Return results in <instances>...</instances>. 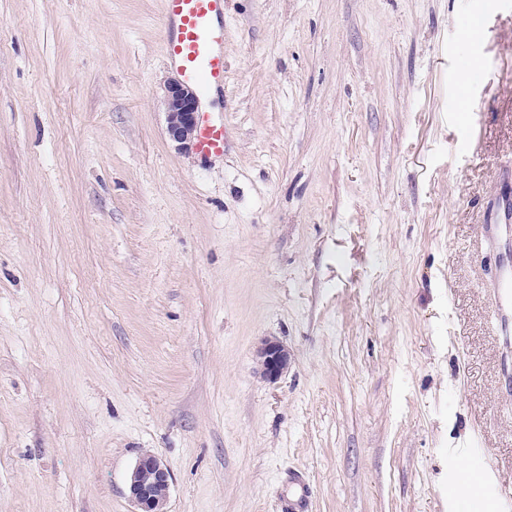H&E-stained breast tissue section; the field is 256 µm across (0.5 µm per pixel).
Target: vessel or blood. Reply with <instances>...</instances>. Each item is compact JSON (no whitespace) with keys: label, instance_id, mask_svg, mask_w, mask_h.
<instances>
[{"label":"vessel or blood","instance_id":"vessel-or-blood-1","mask_svg":"<svg viewBox=\"0 0 512 512\" xmlns=\"http://www.w3.org/2000/svg\"><path fill=\"white\" fill-rule=\"evenodd\" d=\"M166 18L164 54L177 73L194 86L200 96V117L196 152L204 159L224 154L223 123L211 116L212 100L224 90V0H163ZM492 466L456 476L459 496L494 481ZM295 488L292 497L281 504L282 512H309L310 500L305 477L288 475Z\"/></svg>","mask_w":512,"mask_h":512}]
</instances>
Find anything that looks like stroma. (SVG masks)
<instances>
[{
    "label": "stroma",
    "mask_w": 512,
    "mask_h": 512,
    "mask_svg": "<svg viewBox=\"0 0 512 512\" xmlns=\"http://www.w3.org/2000/svg\"><path fill=\"white\" fill-rule=\"evenodd\" d=\"M164 23L0 0V512H134L147 450L167 512L512 488V0H225L211 160L168 138ZM258 358L263 376L276 381L288 365V352L277 341L265 340L258 350ZM172 474L162 458L145 451L127 478V495L135 512H165L172 485ZM163 493V498L160 497ZM494 470L486 465L472 473L455 475L456 490L461 498H465L475 488H485L494 481ZM288 483L295 487V494L281 504L282 512H309L310 500L305 477L298 472L288 475Z\"/></svg>",
    "instance_id": "35a3bbf8"
}]
</instances>
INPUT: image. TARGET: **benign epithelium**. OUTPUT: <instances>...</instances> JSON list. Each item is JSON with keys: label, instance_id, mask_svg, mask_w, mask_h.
I'll use <instances>...</instances> for the list:
<instances>
[{"label": "benign epithelium", "instance_id": "7a95c632", "mask_svg": "<svg viewBox=\"0 0 512 512\" xmlns=\"http://www.w3.org/2000/svg\"><path fill=\"white\" fill-rule=\"evenodd\" d=\"M199 100L196 92L180 80L165 84L163 106L167 133L175 147L186 151L197 133ZM263 376L277 380L288 365V352L277 341L265 340L258 350ZM172 474L162 458L146 451L137 459L127 478V495L135 512H165L172 485Z\"/></svg>", "mask_w": 512, "mask_h": 512}]
</instances>
